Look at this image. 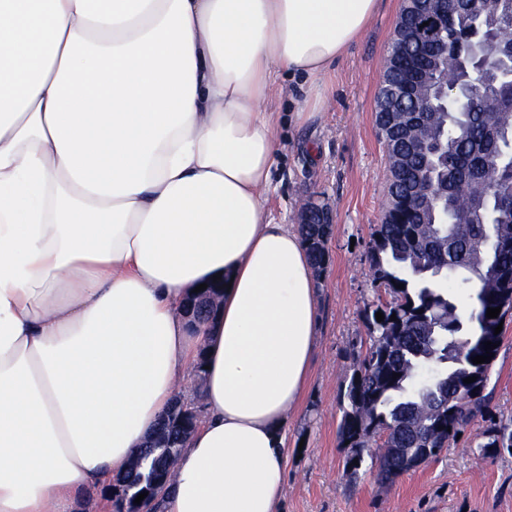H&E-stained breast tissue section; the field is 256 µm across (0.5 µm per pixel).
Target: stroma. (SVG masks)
<instances>
[{
	"instance_id": "35a3bbf8",
	"label": "stroma",
	"mask_w": 512,
	"mask_h": 512,
	"mask_svg": "<svg viewBox=\"0 0 512 512\" xmlns=\"http://www.w3.org/2000/svg\"><path fill=\"white\" fill-rule=\"evenodd\" d=\"M401 0H380L362 37L323 86L328 104L313 122L277 130L281 149L269 207L275 222L294 224L308 204L327 205L334 224L330 262L317 278L319 327L310 379L288 417L281 512H512V454L481 455L490 421L512 419V317L489 374L486 418L461 430L437 458L390 483L376 469L351 473L340 439V395L354 354L369 345L365 311L383 296L373 284L368 243L384 211L388 160L375 126L376 95Z\"/></svg>"
}]
</instances>
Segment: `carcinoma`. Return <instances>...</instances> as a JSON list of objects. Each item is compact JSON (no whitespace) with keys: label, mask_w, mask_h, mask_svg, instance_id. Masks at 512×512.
I'll use <instances>...</instances> for the list:
<instances>
[{"label":"carcinoma","mask_w":512,"mask_h":512,"mask_svg":"<svg viewBox=\"0 0 512 512\" xmlns=\"http://www.w3.org/2000/svg\"><path fill=\"white\" fill-rule=\"evenodd\" d=\"M455 2L459 7L437 34L434 69L422 79L417 125L405 130L384 122L389 90L420 69L414 30L397 28L389 51L399 54L386 68L377 98L388 185L369 253L374 282L391 301L366 309L370 345L355 359L341 394L340 434L350 447L368 448L369 425L389 431L387 451L370 457L386 482L412 469L408 455L434 448L439 456L464 425L484 414L492 362L475 364L472 358H496L497 350L485 351V342L498 344L501 335H487L485 328L497 327L512 310V285H500L501 272L512 273V77L499 67L512 60V12L493 0ZM432 182L441 192L440 208L420 212L419 191ZM313 220L301 231L313 267L323 272L331 225L316 223V215ZM450 279L469 291L465 320L445 286ZM502 305L506 310L498 317H486L487 309ZM473 376L476 381L463 382ZM500 433L512 448L510 420L490 423L480 451L495 453Z\"/></svg>","instance_id":"obj_1"}]
</instances>
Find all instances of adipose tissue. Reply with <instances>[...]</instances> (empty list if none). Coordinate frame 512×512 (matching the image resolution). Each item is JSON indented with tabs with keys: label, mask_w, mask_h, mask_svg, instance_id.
I'll return each instance as SVG.
<instances>
[{
	"label": "adipose tissue",
	"mask_w": 512,
	"mask_h": 512,
	"mask_svg": "<svg viewBox=\"0 0 512 512\" xmlns=\"http://www.w3.org/2000/svg\"><path fill=\"white\" fill-rule=\"evenodd\" d=\"M378 5L0 0V512L111 485L200 364L164 512H278L319 314L302 233L268 206L273 102ZM222 288H224L223 284L219 289L209 287L204 289V291H200L189 296L183 306L186 318L190 319V317L194 315L195 311L200 309L202 306L209 310L211 314L214 313V309L217 312V302Z\"/></svg>",
	"instance_id": "adipose-tissue-1"
}]
</instances>
